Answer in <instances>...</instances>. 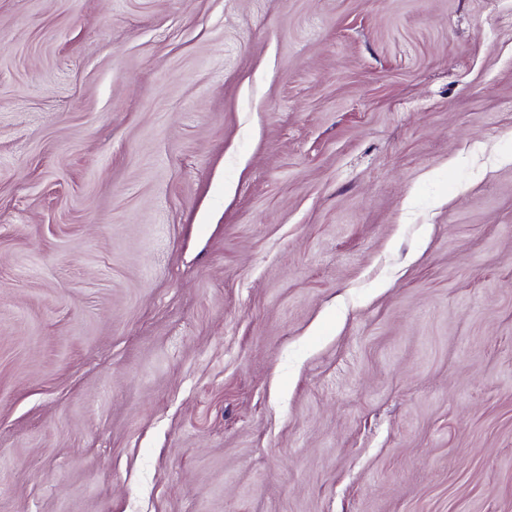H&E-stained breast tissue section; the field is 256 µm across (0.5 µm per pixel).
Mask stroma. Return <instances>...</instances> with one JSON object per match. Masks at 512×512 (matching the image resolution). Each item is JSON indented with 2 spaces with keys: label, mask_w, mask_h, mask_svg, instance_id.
I'll list each match as a JSON object with an SVG mask.
<instances>
[{
  "label": "stroma",
  "mask_w": 512,
  "mask_h": 512,
  "mask_svg": "<svg viewBox=\"0 0 512 512\" xmlns=\"http://www.w3.org/2000/svg\"><path fill=\"white\" fill-rule=\"evenodd\" d=\"M0 512H512V0H0Z\"/></svg>",
  "instance_id": "obj_1"
}]
</instances>
